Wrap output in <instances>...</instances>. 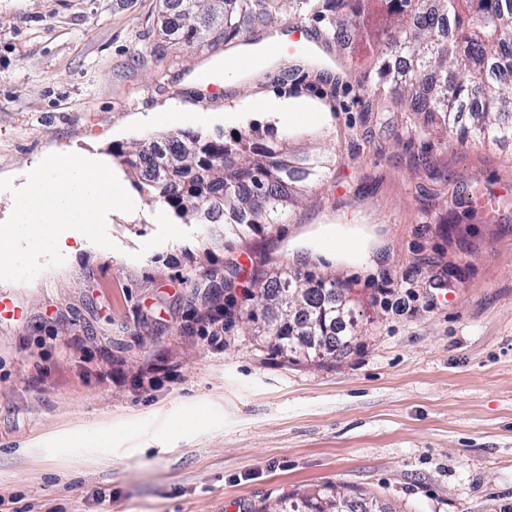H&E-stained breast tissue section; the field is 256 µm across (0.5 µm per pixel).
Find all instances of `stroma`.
Here are the masks:
<instances>
[{
	"instance_id": "obj_1",
	"label": "stroma",
	"mask_w": 512,
	"mask_h": 512,
	"mask_svg": "<svg viewBox=\"0 0 512 512\" xmlns=\"http://www.w3.org/2000/svg\"><path fill=\"white\" fill-rule=\"evenodd\" d=\"M160 0H0V177L50 150L111 158L168 131L229 133L303 98L295 146L330 162L285 224L240 241L140 204L115 249L0 281V512H257L334 485L380 512H512V143L415 131L363 88L368 56L302 22V53L233 86L234 51L158 55ZM212 73L221 94L200 84ZM229 288L205 287L204 271ZM276 270L335 279L343 350L291 361L246 315Z\"/></svg>"
}]
</instances>
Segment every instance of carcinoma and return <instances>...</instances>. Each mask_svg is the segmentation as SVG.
<instances>
[{"mask_svg": "<svg viewBox=\"0 0 512 512\" xmlns=\"http://www.w3.org/2000/svg\"><path fill=\"white\" fill-rule=\"evenodd\" d=\"M294 6L325 21L336 39L357 38L374 59V85L409 105L420 128L437 124L460 142L512 141V0H163L161 42L203 51L238 40ZM470 102L471 120L458 108ZM200 139L197 156L166 171L156 160ZM145 201L186 222L199 210L224 235L245 236L282 222L325 161L288 147L271 126L253 124L226 138L181 131L156 135L119 155ZM282 275L271 273L252 293L248 321L270 312L263 335L290 360L351 332L352 310L336 281L297 274L283 304ZM275 512H379L373 500L331 486L284 503Z\"/></svg>", "mask_w": 512, "mask_h": 512, "instance_id": "1", "label": "carcinoma"}]
</instances>
